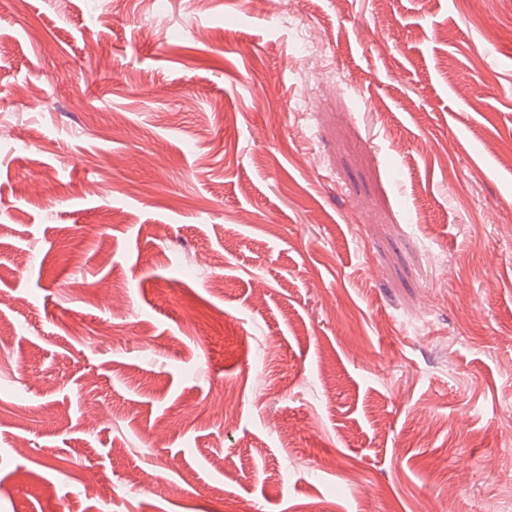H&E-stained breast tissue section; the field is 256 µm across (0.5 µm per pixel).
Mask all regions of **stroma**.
<instances>
[{"label":"stroma","instance_id":"35a3bbf8","mask_svg":"<svg viewBox=\"0 0 512 512\" xmlns=\"http://www.w3.org/2000/svg\"><path fill=\"white\" fill-rule=\"evenodd\" d=\"M0 127V512H512L504 0H0Z\"/></svg>","mask_w":512,"mask_h":512}]
</instances>
